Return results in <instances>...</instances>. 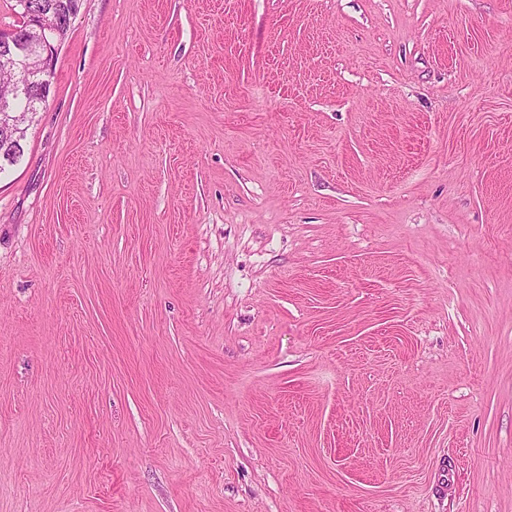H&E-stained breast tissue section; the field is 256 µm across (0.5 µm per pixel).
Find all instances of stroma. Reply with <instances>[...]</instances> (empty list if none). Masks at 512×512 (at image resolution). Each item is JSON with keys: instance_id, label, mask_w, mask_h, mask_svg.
Masks as SVG:
<instances>
[{"instance_id": "35a3bbf8", "label": "stroma", "mask_w": 512, "mask_h": 512, "mask_svg": "<svg viewBox=\"0 0 512 512\" xmlns=\"http://www.w3.org/2000/svg\"><path fill=\"white\" fill-rule=\"evenodd\" d=\"M0 512H512V0H82Z\"/></svg>"}]
</instances>
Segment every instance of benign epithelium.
Here are the masks:
<instances>
[{"label": "benign epithelium", "instance_id": "7a95c632", "mask_svg": "<svg viewBox=\"0 0 512 512\" xmlns=\"http://www.w3.org/2000/svg\"><path fill=\"white\" fill-rule=\"evenodd\" d=\"M36 43L39 50L17 38L16 32L0 31V56L7 70L23 76L17 94L26 93L30 83L37 77L53 70L61 46V31L57 24L41 23L36 26ZM15 101L0 99V146L14 151L17 148L16 134L20 125L15 120Z\"/></svg>", "mask_w": 512, "mask_h": 512}]
</instances>
